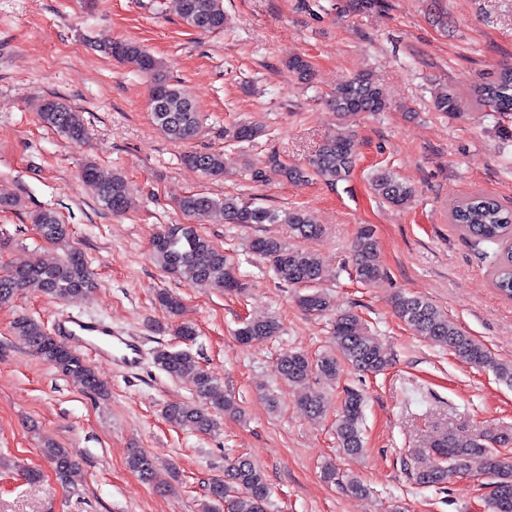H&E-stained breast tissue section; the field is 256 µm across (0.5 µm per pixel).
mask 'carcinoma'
Returning <instances> with one entry per match:
<instances>
[{
	"mask_svg": "<svg viewBox=\"0 0 512 512\" xmlns=\"http://www.w3.org/2000/svg\"><path fill=\"white\" fill-rule=\"evenodd\" d=\"M179 12L186 25L203 32L224 28L222 0H179ZM110 54L133 65L151 82V114L155 127L170 140L187 142L194 139L201 125L200 112L187 90L170 79L162 61L135 42H115ZM288 69L302 82L311 79V65L300 56L288 60ZM474 102L495 112H512V65L501 68L498 76L474 88ZM328 102L343 119L360 112H384L390 103L370 74L363 73L339 84L329 95ZM438 112L455 114L462 111L463 100L453 89H444L434 100ZM39 121L73 142H82L87 128L81 113L58 98H47L38 105ZM260 128L240 124L225 131V135L240 141L250 140ZM359 143L352 134L326 138L308 160V170L292 167L272 155L268 164L280 169L284 176L300 182L307 173L334 185L352 174L358 157ZM183 162L204 174L224 176V155L216 152H189ZM83 177L97 189L102 206L114 214L126 211L132 189L127 178L114 173L102 177L98 167L88 164ZM372 189L386 203L399 208L408 206L414 191L389 171H379L372 177ZM179 209L187 216L202 218L213 224H288L298 238H316L320 225L301 209L277 211L257 206L237 196L213 198L203 193L182 196ZM451 223L478 242L504 245L503 253L492 272L494 285L506 297L512 298V210L504 208L494 197L473 193L452 204ZM41 237L52 243L66 239L68 227L49 209L32 216ZM251 249L269 262L277 278L285 283L301 286L307 292L298 297V304L307 313L322 315L331 310L326 293L318 289L324 269L318 256L310 251L294 248L273 237H256ZM153 258L170 273L190 285L209 286L222 292L238 293L245 288L224 250L215 246L193 224H169L153 240ZM353 266L356 277L365 285H375L383 278L378 260V244L372 227L366 225L358 231L353 243ZM94 286V273L82 253L76 249L66 257L52 263L27 259L14 263L8 272L0 275V304L10 302L19 292L32 289L54 299L83 295ZM159 305L169 313L181 312L180 300L166 291L156 294ZM396 315L418 336L439 346L453 350L460 360L479 370H486L502 383L512 386V362L495 358L480 341L466 335L448 321V317L428 299L414 294H397L393 300ZM13 330L28 351L52 364L70 378L82 391L99 393L101 383L92 365L68 345L46 331L37 321L19 317ZM279 324L274 319L247 321L238 329L237 336L250 340L266 339L277 335ZM332 339L336 353L311 359L301 352H287L276 362V372L284 380L297 386L305 384L313 372L326 380L337 378L342 365L370 374H378L391 364L384 351L359 317L351 312L336 315ZM155 366L171 378H191L198 401L192 404H169L164 410L167 422L190 430L207 433L214 429L212 412L219 411L230 417L241 414L235 397L224 392V387L205 372L187 350H159L154 356ZM298 402L311 415L323 412L322 397L311 390H303ZM364 399L354 389L346 391L343 404L336 417L335 433L338 447L344 454L359 457L364 453L363 437ZM438 454L437 463L430 467H416L414 480L424 487L444 484L452 476L466 475L471 463L479 460L480 475L486 480L489 492L487 512H512V435L492 434L479 430L467 438L452 434L443 436L433 445ZM53 465L56 476L64 483L72 482L78 462L66 448L52 445L43 449ZM129 468L144 481L155 475L154 456L135 448L127 460ZM271 490L264 472L246 457L225 464L224 475L212 479L208 486V505L202 512H267Z\"/></svg>",
	"mask_w": 512,
	"mask_h": 512,
	"instance_id": "carcinoma-1",
	"label": "carcinoma"
}]
</instances>
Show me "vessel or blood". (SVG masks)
<instances>
[{
  "mask_svg": "<svg viewBox=\"0 0 512 512\" xmlns=\"http://www.w3.org/2000/svg\"><path fill=\"white\" fill-rule=\"evenodd\" d=\"M55 333L75 347L94 351L103 360L129 369L139 364L140 346L137 338L117 335L102 321L66 314L58 319Z\"/></svg>",
  "mask_w": 512,
  "mask_h": 512,
  "instance_id": "b4317fda",
  "label": "vessel or blood"
}]
</instances>
